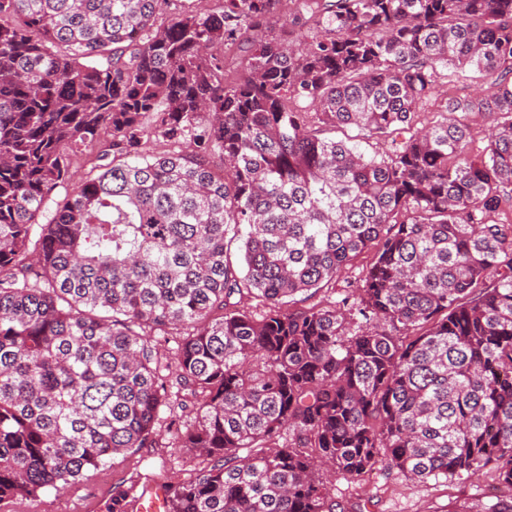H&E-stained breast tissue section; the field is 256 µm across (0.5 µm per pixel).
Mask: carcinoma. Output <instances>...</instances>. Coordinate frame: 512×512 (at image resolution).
<instances>
[{"label": "carcinoma", "instance_id": "carcinoma-1", "mask_svg": "<svg viewBox=\"0 0 512 512\" xmlns=\"http://www.w3.org/2000/svg\"><path fill=\"white\" fill-rule=\"evenodd\" d=\"M278 2L0 0V503L178 448L207 465L164 512H336L323 471L376 469L487 470L464 512H512V0ZM468 70L486 93L441 90ZM370 249L340 302L282 310ZM307 121L310 123L312 128L323 127L325 129L324 135L330 138H336V140H346L349 141L350 145H357L363 152H365L368 156L377 155L378 157L384 156L386 152H389L391 149L390 141H383L377 139H362L361 137H357L358 131L355 128L349 127H339L336 129L326 128L319 123L317 116L314 112H308L306 114ZM491 122V118L485 114L473 113L469 116L470 148L473 154L481 153L486 147V136Z\"/></svg>", "mask_w": 512, "mask_h": 512}]
</instances>
